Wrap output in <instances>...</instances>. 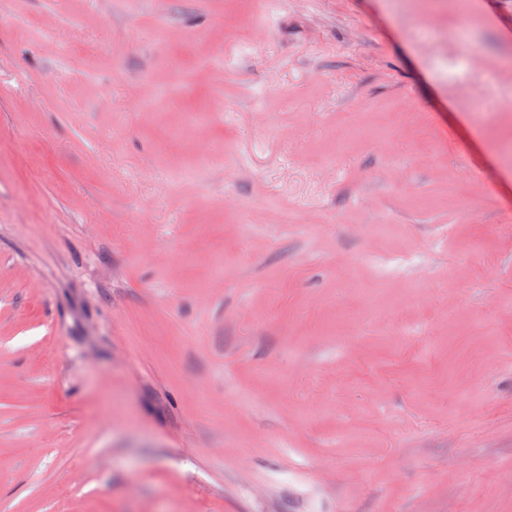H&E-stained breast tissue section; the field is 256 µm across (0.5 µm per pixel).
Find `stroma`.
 <instances>
[{
    "instance_id": "35a3bbf8",
    "label": "stroma",
    "mask_w": 512,
    "mask_h": 512,
    "mask_svg": "<svg viewBox=\"0 0 512 512\" xmlns=\"http://www.w3.org/2000/svg\"><path fill=\"white\" fill-rule=\"evenodd\" d=\"M0 512H512V0H0Z\"/></svg>"
}]
</instances>
